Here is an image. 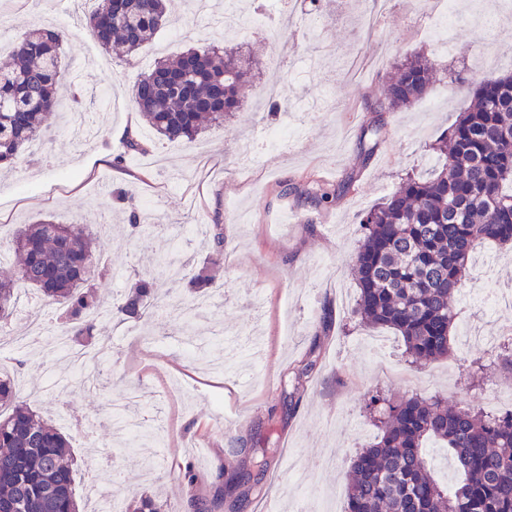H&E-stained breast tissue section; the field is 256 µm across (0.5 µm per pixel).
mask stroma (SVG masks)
<instances>
[{
	"instance_id": "1",
	"label": "stroma",
	"mask_w": 512,
	"mask_h": 512,
	"mask_svg": "<svg viewBox=\"0 0 512 512\" xmlns=\"http://www.w3.org/2000/svg\"><path fill=\"white\" fill-rule=\"evenodd\" d=\"M254 0H243L245 43L263 62L252 97L224 126L191 143L159 139L132 107L131 89L142 60H156L185 46L223 44L217 15L224 0L201 12L187 0L175 7L153 41L130 60L105 51L86 29L94 0H14L10 26L0 41L12 43L35 26L63 27L66 79L59 93L62 112L50 128L52 141L31 164L0 180V249H9L15 226L50 215L69 224L87 215L112 223L99 255L105 272L101 301L126 289L135 274H150V261L167 249L166 233L134 236L114 190L133 193L139 211L170 225L224 227L223 293L211 308L194 312L169 335L155 325L176 322L173 313L122 324L101 323L97 336L109 341L103 364L105 393H69L65 368L41 352H24L14 370L10 353L0 367L13 374L33 409L57 421L72 445L77 499L95 483L131 500L158 487L170 512H187L189 499L212 500L224 477L241 463L238 450L267 453L262 482L235 506L216 512H294L305 497L306 512H323L333 501L345 506L346 474L362 444L378 434L365 411L375 387L389 395L440 394L448 400L497 410L512 399V380L495 375L467 389L465 358L483 348L454 339L455 354L416 367L403 357L399 336L390 338L391 372L382 374L357 349L376 330L353 315L357 288L349 264L360 240L358 215L383 201L408 171H423L425 143L436 137L470 102L477 83L503 74L483 55L491 43L512 50V19L480 30L468 11L447 29L454 54L415 107L387 118V133L372 157H364L361 135L372 118L368 106L397 64L429 47L411 23L415 0H393L374 31L352 0H325L324 24L313 43L299 35L256 26ZM275 85L278 101L291 105L302 137L259 165V184L245 181L237 162L250 154L252 131L276 124L262 92ZM101 128L99 136H73V90ZM133 128L147 143L144 154L128 152L117 128ZM336 185L353 180L354 192L318 206L306 197L311 180ZM512 289V252L485 244L475 249L465 291L487 280ZM303 380H296V373ZM137 389L138 410L155 437L131 454L112 429L110 400ZM229 420L219 428L215 420ZM194 473L185 482V470Z\"/></svg>"
}]
</instances>
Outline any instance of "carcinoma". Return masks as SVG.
<instances>
[{
    "instance_id": "obj_1",
    "label": "carcinoma",
    "mask_w": 512,
    "mask_h": 512,
    "mask_svg": "<svg viewBox=\"0 0 512 512\" xmlns=\"http://www.w3.org/2000/svg\"><path fill=\"white\" fill-rule=\"evenodd\" d=\"M95 2L85 18L87 29L104 48L128 58L154 39L169 0ZM64 40L61 30L34 28L0 66V169L27 162L29 144L48 134L49 119L60 110ZM439 70L438 60L424 53L397 66L370 105L376 119L364 129L365 152L378 147L386 115L422 101ZM259 73L260 62L242 46L190 48L158 59L140 74L132 102L161 137L192 141L243 107ZM427 152L436 165L406 176L384 201L359 214L362 237L351 259L355 315L400 336L414 363L453 355L450 333L460 318L456 297L472 251L486 242L512 247V72L480 83ZM207 237L213 253L190 274L163 256L156 259L164 276L184 283L194 299L219 287L215 270L223 264L224 225H209ZM12 250L16 262L0 274V322L14 314L19 286L26 285L57 308V329L92 363L107 358L105 341L95 338L102 319H140L161 302L159 281L139 277L116 303L102 304L91 284L101 270L100 238L90 224L52 218L23 224ZM84 371L90 381L78 378L69 386L78 392L99 389L100 371L87 365ZM498 373L512 378L511 336L494 359L469 361L471 381ZM4 406L9 413L0 412V510L80 512L69 440L21 400L12 377L1 372ZM367 409L380 434L353 460L345 512H512V412L460 408L437 394L395 398L378 388L368 392ZM429 444L448 449L460 474L454 484L435 477L425 454ZM244 453L243 465L225 483L226 493L241 497L247 496L243 486L263 478L267 467L265 458ZM124 512H167V506L145 494Z\"/></svg>"
}]
</instances>
